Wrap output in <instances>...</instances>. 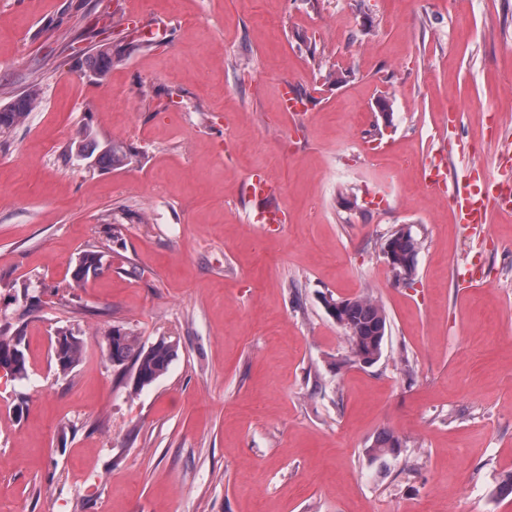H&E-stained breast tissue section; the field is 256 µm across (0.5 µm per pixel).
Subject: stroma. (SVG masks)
Returning <instances> with one entry per match:
<instances>
[{"label": "stroma", "instance_id": "stroma-1", "mask_svg": "<svg viewBox=\"0 0 512 512\" xmlns=\"http://www.w3.org/2000/svg\"><path fill=\"white\" fill-rule=\"evenodd\" d=\"M34 85L0 142V328L28 367L0 372V512H512V213L474 236L420 170L446 147L456 187L465 144L502 173L512 0H0V103ZM80 130L127 163L70 157ZM257 174L287 223H248ZM403 224L409 287L381 252ZM367 292L390 326L362 366L326 302ZM115 326L176 343L168 372L134 390ZM411 226V225H410ZM387 240L395 246L402 259L407 263L408 286L414 284L417 273V255L420 250L421 242L413 232L412 226L405 232L402 225L392 231ZM399 254L394 250L393 246L388 242L382 251L385 264L392 273L393 279L400 285H405L406 276L400 273L397 267L402 265ZM96 246L83 250L77 257L75 268L72 273L76 283L84 281L89 273H96L103 266L105 255ZM24 329L22 326L4 332L0 329V366L1 362L11 364L10 374L14 379H23L27 376V362L22 350ZM84 353L82 339L70 330H59L53 344V357L57 370L68 374L80 362ZM400 438L394 434L383 431L366 448L365 453L371 462L380 461L386 463L390 457H396L400 452Z\"/></svg>", "mask_w": 512, "mask_h": 512}]
</instances>
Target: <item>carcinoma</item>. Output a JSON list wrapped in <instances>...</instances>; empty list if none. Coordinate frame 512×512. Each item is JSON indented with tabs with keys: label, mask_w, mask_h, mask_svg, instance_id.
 Instances as JSON below:
<instances>
[{
	"label": "carcinoma",
	"mask_w": 512,
	"mask_h": 512,
	"mask_svg": "<svg viewBox=\"0 0 512 512\" xmlns=\"http://www.w3.org/2000/svg\"><path fill=\"white\" fill-rule=\"evenodd\" d=\"M90 69L102 78L112 66V54L109 49L101 48L88 59ZM39 92L31 89L0 105V137L13 132L38 103ZM388 240L395 246L402 259L407 263L408 284H414L417 273V255L421 242L413 229L401 227L392 231ZM104 254L96 247L83 250L77 257L73 270V280L79 283L103 266ZM332 316L346 322L343 326L346 341L353 361L359 358L381 357L383 343L389 325L384 306L375 298L365 295L351 299H332L327 302ZM24 329H0V362L11 364L10 375L15 379L27 376V362L22 350ZM106 349L115 366L130 365L134 371V389L141 390L152 385L166 374L176 356V344L161 338L149 346L138 343L133 333L124 328H112V339L106 343ZM84 353L82 339L70 330H60L55 336L53 357L57 370L66 375L80 362ZM400 438L383 431L365 449L372 462H387L400 452Z\"/></svg>",
	"instance_id": "1"
}]
</instances>
